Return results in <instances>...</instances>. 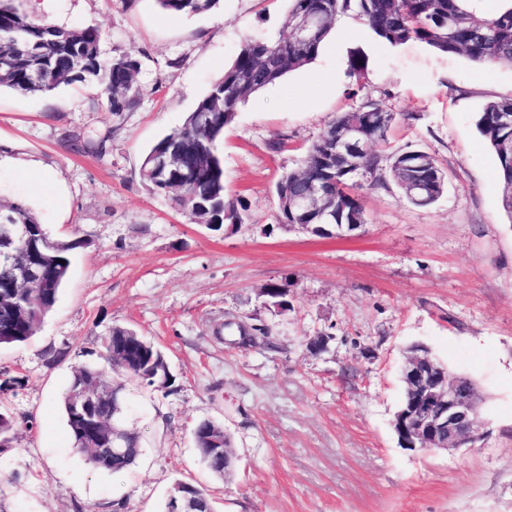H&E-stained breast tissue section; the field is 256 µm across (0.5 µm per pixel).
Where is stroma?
Wrapping results in <instances>:
<instances>
[{"label": "stroma", "mask_w": 512, "mask_h": 512, "mask_svg": "<svg viewBox=\"0 0 512 512\" xmlns=\"http://www.w3.org/2000/svg\"><path fill=\"white\" fill-rule=\"evenodd\" d=\"M36 16L99 29L104 58L141 62V104L120 114L99 88L20 95L0 88V151L51 171L60 192L0 167V200L25 202L51 235L86 239L37 333L0 347V409L16 420L0 449V512H161L179 482L206 489L216 512H512V219L498 159L475 120L512 96V67L392 46L359 19L335 26L316 59L251 96L224 131V184L247 220L212 231L148 192L145 152L179 129L248 40L286 37L289 0H219L173 14L156 0H27ZM364 56L363 75L349 62ZM97 107H90V100ZM397 115L385 150L430 153L446 188L407 202L389 167L364 180L368 225L320 238L281 222L275 187L301 167L335 116L365 102ZM106 138L73 151L66 135ZM288 291L281 310L261 296ZM273 330L274 349L219 343L225 323ZM129 326L164 351L162 391L109 373L143 451L128 471L91 468L72 446L60 397L83 365L107 370L101 339ZM327 337L321 351L309 350ZM421 343L472 377L483 438L452 451L402 448L393 419L401 372ZM203 420L232 439L235 472L200 464Z\"/></svg>", "instance_id": "obj_1"}]
</instances>
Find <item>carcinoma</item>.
Returning <instances> with one entry per match:
<instances>
[{"instance_id":"carcinoma-1","label":"carcinoma","mask_w":512,"mask_h":512,"mask_svg":"<svg viewBox=\"0 0 512 512\" xmlns=\"http://www.w3.org/2000/svg\"><path fill=\"white\" fill-rule=\"evenodd\" d=\"M165 11L176 14H199L213 9L218 0H156ZM478 0H292L287 13L307 14L320 20L313 39L296 42L292 39L250 41L241 46L224 74L198 101L176 132L159 139L144 155L140 177L146 189L170 199L199 224H210L219 231L226 224L243 223L246 205L240 198H228L224 189V159L218 150L224 128L231 125L241 104L250 96L278 82L287 73L309 64L320 51L324 38L337 19L351 12L363 20L382 42L401 45L409 41L423 43L444 54L464 53L476 63L512 65V7L477 15ZM14 59L12 69L0 71V87L20 95L51 92L62 85L94 82L103 88L110 109L130 112L139 104L136 76L139 59L125 54L105 62L101 57V33L94 27H65L41 22L21 7V0H0V56ZM384 108L366 102L339 114L309 148L302 168L281 176L276 191L288 188V194L300 195L313 180L327 189L331 212L321 209L288 217L280 208L283 223L291 224H353L364 215L361 198L355 192L360 180L379 168L381 155L368 152L358 168L321 162L323 138L352 123H360L371 144L381 148L385 133L376 128L378 113ZM512 113V97L488 102L476 118V127L495 151L502 184L501 203L512 218V127L503 122V114ZM167 155L175 159L172 169L161 176L152 174L155 159ZM424 158L418 171L427 192L419 206L434 203L444 190V172L427 152L407 149L391 156L390 172L401 184L410 180L403 163L414 156ZM6 210L19 224H30L35 230L32 241L14 244L19 262L32 265L38 277L23 288H13L15 270L0 266V294H9L13 303L0 301V345H19L34 336L46 315L58 300L69 279L71 254L87 246L81 238L58 240L51 237L46 226L22 205ZM65 263H60V260ZM105 359L119 375L134 377L146 387L169 388L173 376L166 370L163 352L147 337L131 327L116 326L103 338ZM106 381L104 371L85 365L75 370L61 397L66 425L74 447L85 454L91 467L116 474L125 471L142 454L138 432L132 430L126 439L124 455L101 459L91 454L95 428L91 420L105 422L112 418V399L99 400L93 419H75L72 391L88 382ZM16 421L0 411V445L10 444ZM196 447L201 462L209 473L224 479V455L231 453V438L224 427L212 421L201 422L195 431ZM176 483L164 512H214L207 493L196 487V498L179 500Z\"/></svg>"}]
</instances>
